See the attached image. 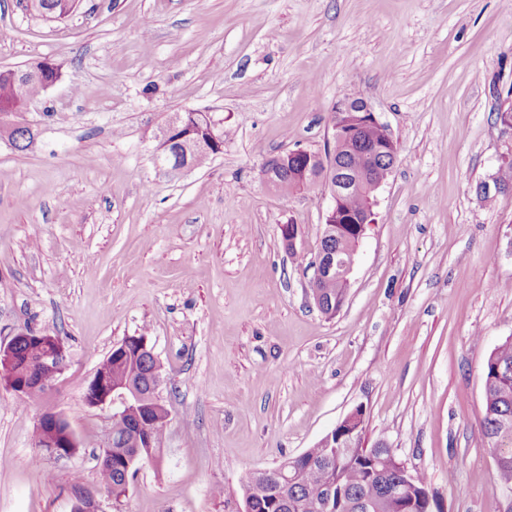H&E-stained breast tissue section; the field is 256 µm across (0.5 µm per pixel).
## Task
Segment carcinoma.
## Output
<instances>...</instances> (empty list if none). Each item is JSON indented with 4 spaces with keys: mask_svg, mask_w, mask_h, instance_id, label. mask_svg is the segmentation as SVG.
<instances>
[{
    "mask_svg": "<svg viewBox=\"0 0 512 512\" xmlns=\"http://www.w3.org/2000/svg\"><path fill=\"white\" fill-rule=\"evenodd\" d=\"M26 8L46 18H65L77 8V0H26ZM40 67L37 76L17 82L11 69H0V122H5L8 140L17 151L30 149L33 133L24 121L23 109L46 88V82L58 76V69L49 61L35 62ZM185 122L171 137V144L163 155L182 149L181 143L204 142L207 151L188 155L191 165L206 163L224 148V123L210 112H186ZM377 136L365 133L362 140L345 144L335 150L334 162L339 167L354 170L362 154ZM389 163L378 161L371 169V180L362 190L344 200L347 210L360 214L373 194L376 183L390 176ZM319 186L315 180L303 178L294 165L275 169L273 188L283 192H304ZM358 225H324L319 249L343 253L357 244ZM346 288L334 274L316 286L321 313L336 314L337 299ZM146 336L112 350L104 357L97 370L104 373L114 385H124L135 390L141 399L136 416L112 421V457L100 460L99 484L120 503L126 497L130 480L147 462L158 461L164 437L165 424L158 421L151 408V390L148 373L154 366L152 355L141 350ZM512 340L498 346L483 365L486 413L481 423L483 436L497 454L496 484L506 493L500 512H512ZM365 418H360L351 428L331 431L329 441H321L304 453L288 459L286 477L277 478L272 486L260 487L248 477L241 486L242 499L252 512H442L435 496H427L426 475L414 473L415 489L404 497H390V487L401 480L397 467L390 459V450L379 446L366 450L358 448L354 454L336 461L338 442L362 438Z\"/></svg>",
    "mask_w": 512,
    "mask_h": 512,
    "instance_id": "cac0c4a2",
    "label": "carcinoma"
}]
</instances>
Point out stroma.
Instances as JSON below:
<instances>
[{"mask_svg":"<svg viewBox=\"0 0 512 512\" xmlns=\"http://www.w3.org/2000/svg\"><path fill=\"white\" fill-rule=\"evenodd\" d=\"M59 80L0 137V343L25 327L69 358L41 403L0 387V512H71L96 491L110 411L98 362L147 335L170 410L159 463L120 512H241V482L314 447L356 408L361 445L425 473L444 512H497L480 429L482 368L512 339V0H82L63 20L0 0V68ZM363 98L397 143L350 275L325 317L309 296L327 188L269 190L260 169L333 142L332 108ZM224 121V152L154 164L177 113ZM299 228L288 252L280 227ZM80 447H35L43 408ZM73 512H104L100 501L93 492L72 487Z\"/></svg>","mask_w":512,"mask_h":512,"instance_id":"obj_1","label":"stroma"}]
</instances>
